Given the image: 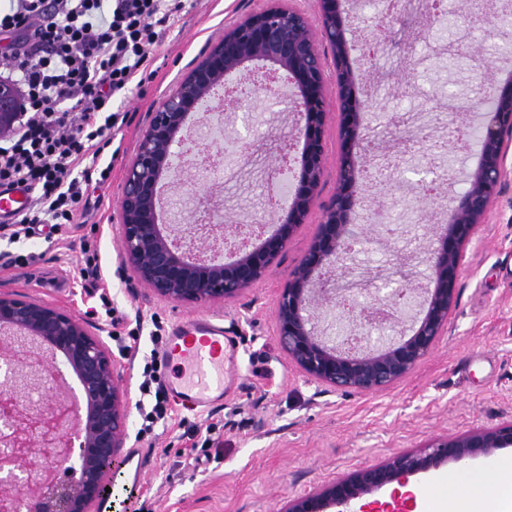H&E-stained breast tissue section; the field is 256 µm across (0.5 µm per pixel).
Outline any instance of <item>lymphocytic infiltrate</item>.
<instances>
[{"label": "lymphocytic infiltrate", "mask_w": 512, "mask_h": 512, "mask_svg": "<svg viewBox=\"0 0 512 512\" xmlns=\"http://www.w3.org/2000/svg\"><path fill=\"white\" fill-rule=\"evenodd\" d=\"M183 0H6L0 84L21 104L0 136V189L24 186L23 225L73 223L90 169L112 141V104L151 63Z\"/></svg>", "instance_id": "lymphocytic-infiltrate-1"}]
</instances>
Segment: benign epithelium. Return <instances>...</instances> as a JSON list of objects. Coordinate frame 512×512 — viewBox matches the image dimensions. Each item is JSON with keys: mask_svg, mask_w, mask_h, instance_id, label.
Masks as SVG:
<instances>
[{"mask_svg": "<svg viewBox=\"0 0 512 512\" xmlns=\"http://www.w3.org/2000/svg\"><path fill=\"white\" fill-rule=\"evenodd\" d=\"M320 31L290 0H266L224 31L200 61L148 114V123L124 169L121 195L122 270L157 296L182 304L232 299L260 281L285 249L294 231L314 206L325 161V60L321 43L330 49L341 112L343 157L336 195L324 208V219L309 249L282 289L276 308L277 336L288 357L309 377L335 391L377 392L407 376L433 350L456 304L462 250L485 217L506 177L512 146V86L493 92L492 105L479 124L481 158L467 174L468 188L456 199L444 223L437 225L427 283L421 289L395 288L390 298L348 311L359 326L376 322V310L389 302L404 307L421 291L424 302L407 333L374 344L345 347L317 329L314 302L327 294L321 287L326 270L343 260L349 245L364 236L352 223L361 202L358 159L366 123L365 100L356 78L346 38L348 15L342 0H317ZM262 62L269 72L283 71L294 89L296 131L301 143L300 170L289 199L278 205L271 229L261 228L253 240L234 248L222 262L203 252L189 257L175 229L160 222L162 181L177 177L184 157L183 131L189 115L212 99L215 86ZM17 109L12 89L0 88V134ZM0 486L23 481L17 461L33 466L44 455L77 456L82 474L77 482L47 469L27 484L26 512H94L128 436V409L122 374L101 340L82 322L58 307L24 295L0 293ZM80 385L85 409L65 398L53 408L25 407L22 398L41 387L57 388L68 373ZM512 447V420L476 427L460 435L437 438L418 452L398 453L384 462L361 466L347 477L329 482L288 501L283 512H345L353 501L410 477L444 465L489 460Z\"/></svg>", "mask_w": 512, "mask_h": 512, "instance_id": "7a95c632", "label": "benign epithelium"}]
</instances>
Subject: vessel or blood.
<instances>
[{
    "instance_id": "b4317fda",
    "label": "vessel or blood",
    "mask_w": 512,
    "mask_h": 512,
    "mask_svg": "<svg viewBox=\"0 0 512 512\" xmlns=\"http://www.w3.org/2000/svg\"><path fill=\"white\" fill-rule=\"evenodd\" d=\"M28 200V191L21 187L0 191V219L22 213ZM235 356L236 347L221 324L206 318L177 323L167 338L163 359L176 362L181 374L166 382L167 394L192 410L223 401L224 366Z\"/></svg>"
}]
</instances>
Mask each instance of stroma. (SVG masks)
I'll use <instances>...</instances> for the list:
<instances>
[{
  "mask_svg": "<svg viewBox=\"0 0 512 512\" xmlns=\"http://www.w3.org/2000/svg\"><path fill=\"white\" fill-rule=\"evenodd\" d=\"M260 4L187 0L152 51L151 76L113 105L122 120L102 153L111 159L112 172L104 187L86 192L77 223L49 234L37 225L16 243L0 238V293L22 294L71 313L100 333L121 362L130 429L123 461L112 471V512H282L289 499L361 465L512 419V153L500 194L463 250L447 329L411 373L381 391L340 392L308 378L281 348L279 295L338 187L334 76L326 78V156L318 198L261 281L232 300L185 305L160 298L132 275H120L122 178L149 112L226 28ZM345 7L348 37L356 45L351 58L357 87L374 107L369 123L379 126L375 154L400 150L402 140L419 131L436 150L426 169L404 172L385 186L365 181L364 202L353 216L354 224L366 226L369 214L389 216L393 201L407 202L415 212L409 237L418 261L402 257L398 238L381 240L369 229L358 269L339 271L338 280L372 287L400 271L421 286L435 228L463 189L465 173L479 161L478 145L461 150L450 134L453 127L476 125L478 113H448L447 99L512 81V65L502 64L499 54L503 44H512V17L465 4L464 21L488 59L479 69L467 45L453 40L456 16L433 17L426 0H401L390 21L395 40L384 44L373 0H347ZM399 111L405 121L385 124L386 115ZM223 126L248 146L237 157L240 171L226 181L189 164L187 183H165L164 218L180 232L192 231L200 221L223 226L271 221L268 181L283 149L296 140L294 112L276 93L260 92L243 107L227 101ZM28 249L38 252L35 263H10L11 253ZM91 258L100 267L95 280L81 273ZM204 316L221 321L225 335L238 343L223 402L202 412L172 405L166 421L143 430L138 401L145 363L151 352L163 351L174 324ZM136 451L146 459L144 470L131 461Z\"/></svg>",
  "mask_w": 512,
  "mask_h": 512,
  "instance_id": "35a3bbf8",
  "label": "stroma"
}]
</instances>
